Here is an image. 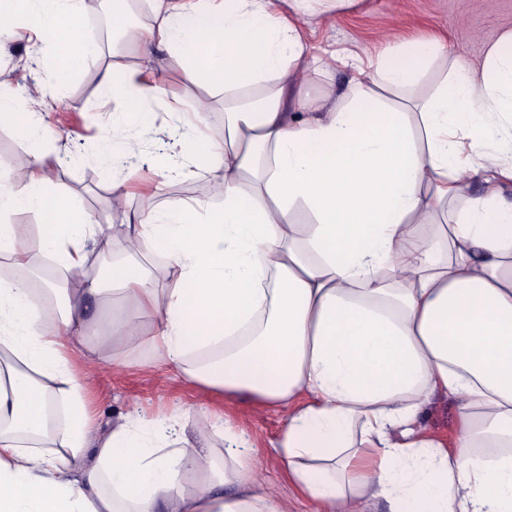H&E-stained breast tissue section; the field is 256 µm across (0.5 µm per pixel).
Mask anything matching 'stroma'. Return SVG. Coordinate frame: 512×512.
<instances>
[{"instance_id": "obj_1", "label": "stroma", "mask_w": 512, "mask_h": 512, "mask_svg": "<svg viewBox=\"0 0 512 512\" xmlns=\"http://www.w3.org/2000/svg\"><path fill=\"white\" fill-rule=\"evenodd\" d=\"M111 16V0H83L77 26L84 39L99 44L97 56L87 58L64 79H57L51 58L32 56L27 40L0 45V77L17 91L24 105L41 85H50L42 113L58 133L55 141L36 142L9 126H0V170L31 150L42 154V173L61 193L78 199L84 210L102 225L125 223L127 211L155 209L164 198H194L217 206L222 202L212 173L201 171L187 180H174L161 165L129 163L119 158L106 168L98 154L112 141V118L123 107L121 99L105 96L101 76L112 62V30L100 19ZM304 35L317 50L349 47L373 53L386 40H415L440 35L449 49L471 63L481 61L487 49L512 28V0H355L340 12H331L302 25ZM156 75L165 95L149 99L150 131L132 128L129 145L148 153L174 126L181 125L194 95L184 88L176 63L166 53L156 55ZM121 182L128 194L126 210L113 209L112 184ZM83 384L99 426L131 409L149 417L183 410L190 432L223 447L222 428L215 413L226 414L256 450L254 464L262 478L288 504V512H317L314 502L299 495L285 481L270 445L288 421L280 408H259L249 400L224 402L187 383L181 376L148 363L144 355L130 354L126 361L103 362L85 369ZM458 401L438 393L424 406L419 423L431 434L452 437Z\"/></svg>"}]
</instances>
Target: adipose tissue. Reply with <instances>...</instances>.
I'll return each mask as SVG.
<instances>
[{
    "instance_id": "1",
    "label": "adipose tissue",
    "mask_w": 512,
    "mask_h": 512,
    "mask_svg": "<svg viewBox=\"0 0 512 512\" xmlns=\"http://www.w3.org/2000/svg\"><path fill=\"white\" fill-rule=\"evenodd\" d=\"M122 2L112 54L130 43L139 62L101 78L125 101L113 144L148 125L165 49L201 93L195 114L222 96L224 137L182 135L161 150L175 176L216 173L223 203L167 199L111 238L42 177L41 155L0 172V259L16 270L37 254L79 269L112 244L129 256L109 287L63 293L58 308L17 275L0 279V512H285L232 426L220 457L179 414L98 428L83 368L134 351L204 391L286 407L276 458L318 512L365 500L512 512V29L481 63L450 58L419 98L449 58L445 40L327 57L306 41L304 19L352 0H152L139 29ZM80 3L0 0V38L30 26L76 66L97 52L72 28ZM331 66L348 73L340 95L303 92ZM15 99L0 82L1 126L55 138L39 98ZM19 210L36 213V233L4 222ZM302 210L311 223H298ZM144 253L168 260V282L131 264ZM436 393L459 399L450 441L418 423Z\"/></svg>"
}]
</instances>
